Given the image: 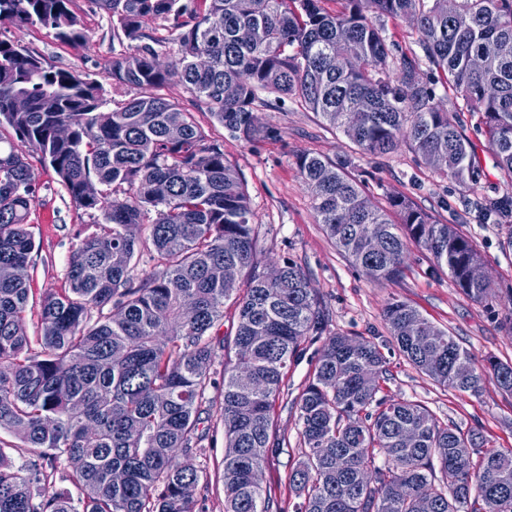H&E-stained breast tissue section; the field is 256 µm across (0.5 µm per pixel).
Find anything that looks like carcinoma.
<instances>
[{
    "label": "carcinoma",
    "instance_id": "cac0c4a2",
    "mask_svg": "<svg viewBox=\"0 0 512 512\" xmlns=\"http://www.w3.org/2000/svg\"><path fill=\"white\" fill-rule=\"evenodd\" d=\"M127 42L112 61L115 99L77 72L47 67L0 40V123L41 154L71 203L100 231L71 256L68 288L40 301L42 333L22 313L35 266L30 207L39 184L15 145L0 137V431L37 450L28 475L0 447V512H196L197 471L178 454L203 441L202 414L215 357L211 330L233 302V344H224V512H282L254 475L268 462L272 414L292 361L326 321L304 271L288 260L279 278L258 270V234L242 179L195 113L207 112L245 140L257 131L264 92L292 96L361 152L406 143L424 165L462 185L475 180L468 140L419 77L440 73L482 129L496 166L512 177V0H97ZM73 0H0V22L39 25L77 46L89 37ZM408 18L421 53L389 46L375 21ZM161 20L179 57L157 65L145 42ZM206 53V70L193 65ZM178 79L195 110L154 90ZM236 93L224 97V85ZM24 94L28 107L11 100ZM349 161L297 157L318 223L352 266L376 281L400 277L411 247L427 251L474 301L490 283L472 241L406 197L375 205ZM94 184L97 192L86 191ZM512 214V197L485 204ZM149 230L152 248L136 234ZM153 265L134 274L141 257ZM238 269L246 288L212 275ZM384 318L399 353L435 383L478 392L486 372L512 395V364L474 355L418 310L392 301ZM377 379L369 382L365 372ZM386 359L376 344L335 333L294 401L302 457L288 473L298 512H512V451L485 447L478 428L440 422L415 401L379 396ZM70 469L82 496L53 490ZM124 474L116 483L112 475Z\"/></svg>",
    "mask_w": 512,
    "mask_h": 512
}]
</instances>
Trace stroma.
Returning a JSON list of instances; mask_svg holds the SVG:
<instances>
[{"label":"stroma","instance_id":"stroma-1","mask_svg":"<svg viewBox=\"0 0 512 512\" xmlns=\"http://www.w3.org/2000/svg\"><path fill=\"white\" fill-rule=\"evenodd\" d=\"M73 10L90 36L86 47L58 40L41 26L0 23V39L19 44L38 55L46 66L88 74L104 90L112 88L109 65L126 47L112 37V20L96 0H74ZM436 100L448 111L471 144L478 176L459 185L421 164L407 146L385 155L354 150L342 132L322 123L297 99L257 107L259 131L244 140L234 136L209 115L198 118L206 135L223 144L249 196L259 236L257 262L268 270L294 261L315 289L327 320V333L341 332L376 343L387 361L383 392L395 399L422 403L444 423L462 429L481 426L489 447L512 450V396L486 377L478 393H459L434 383L399 355L383 317L386 304L401 300L415 307L438 327L447 329L468 348L478 363L487 359L512 362V309L502 298L512 288V219L496 224L482 219L479 206L489 198L512 197V179L498 171L477 113L463 111V102L443 86ZM40 190L31 204L30 222L36 247V273L30 283V302L23 314L28 335L41 333L37 303L49 292L65 288L69 260L82 238L95 231L91 217L75 209L40 153L23 148ZM315 153L330 159L349 157L352 174L367 187L373 203L384 207L389 197L406 196L435 220L454 225L471 239L485 262L490 280L487 300L463 295L452 279L434 272L432 257L413 251L400 278L380 283L354 268L324 234L313 209L296 157ZM321 340H308L284 380L288 400L274 413L273 440L279 443L260 474L262 489L275 495L282 512H297L300 498L288 485V473L299 457L301 426L292 403L312 375ZM180 463L196 469V495L207 512H224V425L212 415L198 454L183 455Z\"/></svg>","mask_w":512,"mask_h":512}]
</instances>
